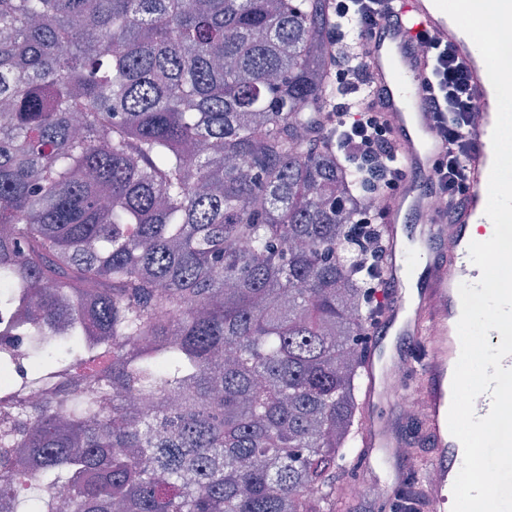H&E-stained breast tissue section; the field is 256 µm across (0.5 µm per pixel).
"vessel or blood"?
Listing matches in <instances>:
<instances>
[{
    "label": "vessel or blood",
    "instance_id": "b4317fda",
    "mask_svg": "<svg viewBox=\"0 0 512 512\" xmlns=\"http://www.w3.org/2000/svg\"><path fill=\"white\" fill-rule=\"evenodd\" d=\"M395 10L394 21L374 28L366 57L378 92L376 107L392 128L408 177L386 215L384 275L389 288L380 327L366 339L357 434L365 473L384 492L396 490L407 469L396 453L404 436L395 394L401 388L415 391L424 403L423 434L429 447L426 512H446L463 463V447L448 428L452 378L461 351L459 286L480 277L468 254L476 232L494 231L485 209L497 100L476 45L434 0H395ZM421 33L455 47L485 116L474 131L477 148L466 162L468 199L452 224L444 223L434 208V164L445 144L426 104L428 64L417 42ZM399 364L410 365L412 380L394 381L391 369Z\"/></svg>",
    "mask_w": 512,
    "mask_h": 512
}]
</instances>
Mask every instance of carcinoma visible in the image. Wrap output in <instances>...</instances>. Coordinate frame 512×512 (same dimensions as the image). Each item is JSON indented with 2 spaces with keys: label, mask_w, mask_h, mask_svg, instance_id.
Instances as JSON below:
<instances>
[{
  "label": "carcinoma",
  "mask_w": 512,
  "mask_h": 512,
  "mask_svg": "<svg viewBox=\"0 0 512 512\" xmlns=\"http://www.w3.org/2000/svg\"><path fill=\"white\" fill-rule=\"evenodd\" d=\"M331 28L325 0H0V372L95 337L0 384L9 512L341 510L369 193L321 123Z\"/></svg>",
  "instance_id": "1"
}]
</instances>
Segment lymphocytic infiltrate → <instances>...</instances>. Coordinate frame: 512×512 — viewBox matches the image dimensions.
Segmentation results:
<instances>
[{
  "label": "lymphocytic infiltrate",
  "mask_w": 512,
  "mask_h": 512,
  "mask_svg": "<svg viewBox=\"0 0 512 512\" xmlns=\"http://www.w3.org/2000/svg\"><path fill=\"white\" fill-rule=\"evenodd\" d=\"M327 3L335 20L331 43L336 83L351 93L371 87L363 38L379 21L393 19L392 0H327ZM418 42L431 63L426 102L435 129L446 143L445 153L435 162L434 189L436 198L447 202L440 214L450 224L466 202V160L475 148L470 121L475 103L467 68L454 50L423 35ZM325 119L336 128L338 151L364 172L372 192L397 190L406 176L400 150L383 114L374 108L369 96L361 95L354 105L333 106ZM352 239L365 268L372 273L366 301L373 307L380 305L386 284L376 276L375 270L384 261L385 241L377 215L359 219Z\"/></svg>",
  "instance_id": "lymphocytic-infiltrate-1"
}]
</instances>
